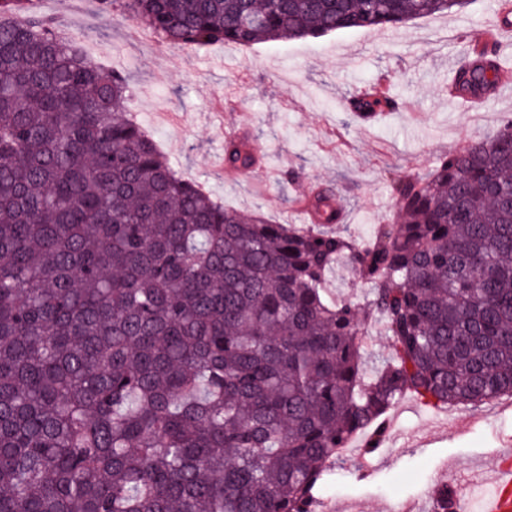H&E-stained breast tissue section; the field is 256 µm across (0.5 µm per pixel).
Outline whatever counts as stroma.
Wrapping results in <instances>:
<instances>
[{"mask_svg": "<svg viewBox=\"0 0 512 512\" xmlns=\"http://www.w3.org/2000/svg\"><path fill=\"white\" fill-rule=\"evenodd\" d=\"M105 69L123 71L131 110L171 165L224 205L302 224L298 201L310 186L334 190L344 227L365 238L396 222L394 181L424 175L437 158L493 135L512 114V86L469 110L448 96L457 62L495 31L512 68V31L501 32L490 0L462 14L416 19L396 30L359 29L319 38L259 43L158 45L122 10L98 0H33ZM392 77L400 107L374 124L353 123L345 101L380 73ZM243 122L260 158L246 176L225 179L224 128ZM386 442L372 454L352 445L322 480L315 512H389L431 500L446 470L472 491L469 512H485L492 484L470 477L512 444V398L431 408L402 396L387 416Z\"/></svg>", "mask_w": 512, "mask_h": 512, "instance_id": "stroma-1", "label": "stroma"}]
</instances>
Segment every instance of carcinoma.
<instances>
[{"mask_svg": "<svg viewBox=\"0 0 512 512\" xmlns=\"http://www.w3.org/2000/svg\"><path fill=\"white\" fill-rule=\"evenodd\" d=\"M122 2L160 44L394 28L470 0ZM29 0H0V512H313L326 463L386 440L411 393L512 395V115L393 183L394 224L337 230L225 208L183 179L92 64ZM11 19L6 20L4 16ZM497 55L458 89L488 98ZM390 86L349 100L378 121ZM246 141L224 166L249 170ZM347 264L360 301L328 295ZM393 354L363 364L366 325Z\"/></svg>", "mask_w": 512, "mask_h": 512, "instance_id": "1", "label": "carcinoma"}]
</instances>
